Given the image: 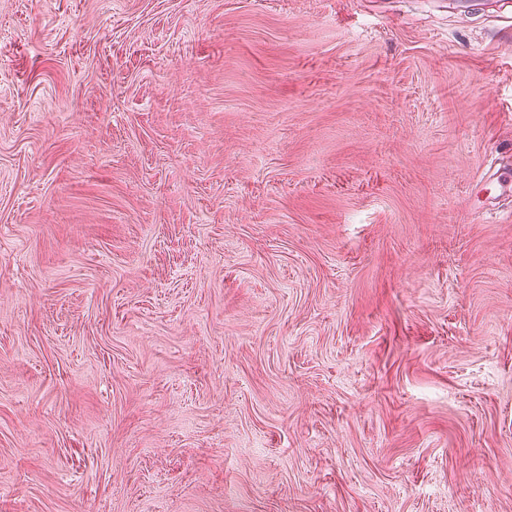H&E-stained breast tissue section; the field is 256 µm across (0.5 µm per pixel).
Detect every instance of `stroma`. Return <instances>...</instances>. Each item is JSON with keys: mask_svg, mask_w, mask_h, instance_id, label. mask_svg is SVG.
Returning <instances> with one entry per match:
<instances>
[{"mask_svg": "<svg viewBox=\"0 0 512 512\" xmlns=\"http://www.w3.org/2000/svg\"><path fill=\"white\" fill-rule=\"evenodd\" d=\"M512 6L0 0V512H512Z\"/></svg>", "mask_w": 512, "mask_h": 512, "instance_id": "obj_1", "label": "stroma"}]
</instances>
